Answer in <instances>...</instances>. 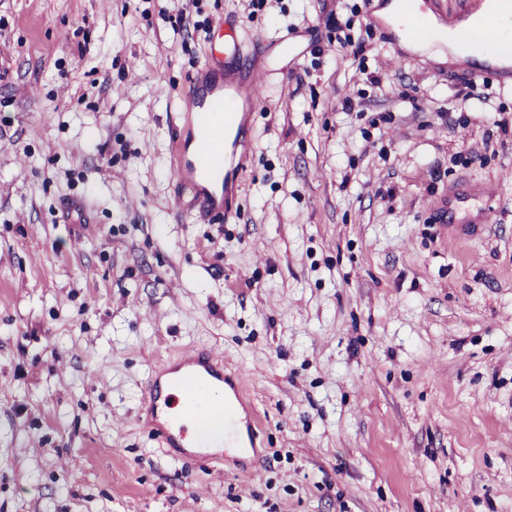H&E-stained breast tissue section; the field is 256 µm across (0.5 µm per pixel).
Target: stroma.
<instances>
[{
	"mask_svg": "<svg viewBox=\"0 0 512 512\" xmlns=\"http://www.w3.org/2000/svg\"><path fill=\"white\" fill-rule=\"evenodd\" d=\"M354 2L0 0V512H512V81L364 13L353 56ZM228 18L271 76L211 224L174 142ZM192 346L261 419L203 464L144 403ZM436 28L439 31V37L436 40H434V42H412L403 39L401 43L403 47H405L408 50L420 53H427L436 59L444 60V46L447 45L449 51L451 49V45L450 43H448L449 28H445L443 25L438 24H436ZM431 49H433V51Z\"/></svg>",
	"mask_w": 512,
	"mask_h": 512,
	"instance_id": "obj_1",
	"label": "stroma"
}]
</instances>
